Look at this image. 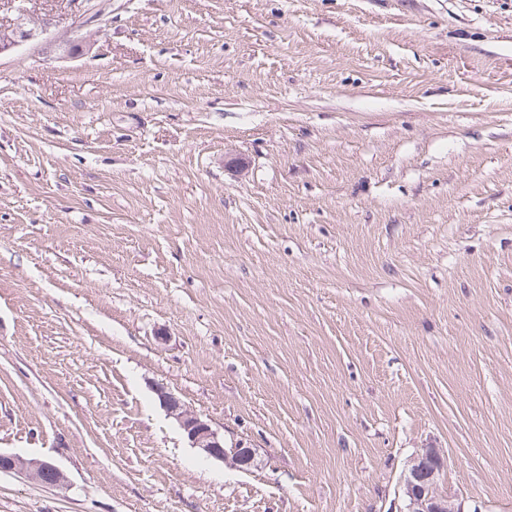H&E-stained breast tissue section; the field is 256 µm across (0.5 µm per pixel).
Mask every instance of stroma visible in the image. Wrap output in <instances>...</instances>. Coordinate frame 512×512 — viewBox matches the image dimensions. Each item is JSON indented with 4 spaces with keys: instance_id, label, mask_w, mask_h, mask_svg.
<instances>
[{
    "instance_id": "1",
    "label": "stroma",
    "mask_w": 512,
    "mask_h": 512,
    "mask_svg": "<svg viewBox=\"0 0 512 512\" xmlns=\"http://www.w3.org/2000/svg\"><path fill=\"white\" fill-rule=\"evenodd\" d=\"M27 8L0 450L67 484L0 473V512H399L424 448L465 512H512V0ZM157 396L168 414L177 421L191 448H197L208 459L225 462L236 468H242L241 462L244 459L253 461V449L243 448L240 443H232L226 448L224 438L199 415L181 404L173 394L159 389ZM0 472L23 475L50 487H62L67 481L65 474L51 461L26 458L20 453L2 452L1 450Z\"/></svg>"
}]
</instances>
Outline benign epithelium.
<instances>
[{"instance_id":"benign-epithelium-1","label":"benign epithelium","mask_w":512,"mask_h":512,"mask_svg":"<svg viewBox=\"0 0 512 512\" xmlns=\"http://www.w3.org/2000/svg\"><path fill=\"white\" fill-rule=\"evenodd\" d=\"M86 23L74 26L72 38L59 45V50L72 54L88 45L84 35ZM45 23L32 18L19 0L17 17L13 27L0 29V53L31 40ZM157 396L163 407L178 423L190 447L198 449L206 458L221 461L232 467H241L245 459H254V451L239 443L224 446V439L199 415L187 409L171 393L162 389ZM445 468L443 456L434 448H424L414 456L403 477L404 512H464L462 506L453 503L439 492V479ZM0 472L23 475L50 487L66 484V476L53 462L26 458L16 452L0 451Z\"/></svg>"}]
</instances>
